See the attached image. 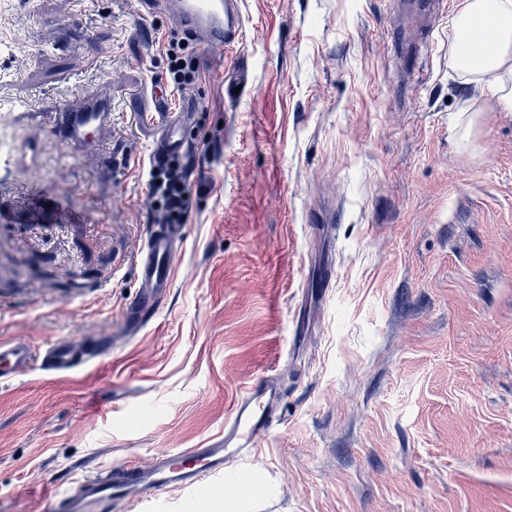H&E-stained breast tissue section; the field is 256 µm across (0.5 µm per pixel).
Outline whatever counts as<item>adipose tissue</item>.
Wrapping results in <instances>:
<instances>
[{"instance_id": "adipose-tissue-1", "label": "adipose tissue", "mask_w": 512, "mask_h": 512, "mask_svg": "<svg viewBox=\"0 0 512 512\" xmlns=\"http://www.w3.org/2000/svg\"><path fill=\"white\" fill-rule=\"evenodd\" d=\"M449 57L465 85L512 112V0H460L450 21Z\"/></svg>"}]
</instances>
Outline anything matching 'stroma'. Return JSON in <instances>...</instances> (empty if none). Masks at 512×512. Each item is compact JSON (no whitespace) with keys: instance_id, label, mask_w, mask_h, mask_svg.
I'll list each match as a JSON object with an SVG mask.
<instances>
[{"instance_id":"stroma-1","label":"stroma","mask_w":512,"mask_h":512,"mask_svg":"<svg viewBox=\"0 0 512 512\" xmlns=\"http://www.w3.org/2000/svg\"><path fill=\"white\" fill-rule=\"evenodd\" d=\"M459 3L428 20L404 0H241L237 46L192 42L199 77L167 97L199 105L175 279L119 341L155 218L140 116L169 80L178 0L148 19L85 0L75 54L51 50L73 0H0V341L35 353L0 381V512L199 447L270 371L283 424L258 439L254 493L131 512H512V112L479 97L472 151L451 127L469 97L448 67ZM95 95L112 123L70 149L56 112ZM61 193L80 222L49 206ZM89 340L96 360L45 374V349Z\"/></svg>"}]
</instances>
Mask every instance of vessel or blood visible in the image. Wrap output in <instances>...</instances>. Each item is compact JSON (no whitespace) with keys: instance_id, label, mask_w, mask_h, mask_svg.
Instances as JSON below:
<instances>
[{"instance_id":"b4317fda","label":"vessel or blood","mask_w":512,"mask_h":512,"mask_svg":"<svg viewBox=\"0 0 512 512\" xmlns=\"http://www.w3.org/2000/svg\"><path fill=\"white\" fill-rule=\"evenodd\" d=\"M175 23L203 43L235 46L243 32L241 0H181ZM154 118L160 130L159 154L179 155L188 113L170 116L160 103ZM111 120V99L92 96L80 105L62 107L56 128L70 148L78 149ZM182 237L181 225L158 224L139 249V287L124 309L123 335H137L172 287ZM31 358L25 339L0 341V380L21 374ZM84 363L78 347L60 344L48 352L45 370L65 376L80 370ZM283 400L284 392L274 375H264L241 392L224 420L223 433L208 438L203 446L175 454L162 451L146 463L123 464L87 477L74 490L52 495L51 512H126L133 499L171 490L190 492L206 481L219 485L228 473L234 474L237 485L251 483L257 440L282 424Z\"/></svg>"}]
</instances>
